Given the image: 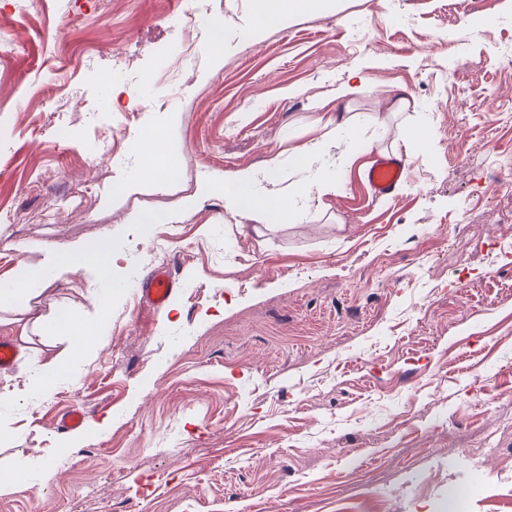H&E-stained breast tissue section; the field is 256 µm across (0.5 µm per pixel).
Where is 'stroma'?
I'll return each instance as SVG.
<instances>
[{
    "instance_id": "obj_1",
    "label": "stroma",
    "mask_w": 512,
    "mask_h": 512,
    "mask_svg": "<svg viewBox=\"0 0 512 512\" xmlns=\"http://www.w3.org/2000/svg\"><path fill=\"white\" fill-rule=\"evenodd\" d=\"M347 82L366 124L322 172L338 193L258 235L220 192L182 217L203 178L318 137ZM159 122L172 181L132 163ZM384 152L410 173L375 200ZM505 153L512 0H0V282L107 227L114 269L30 301L88 323L108 297L112 318L0 369V472L25 479L0 512H73L82 490L83 512H512ZM158 266L177 288L156 313L132 282ZM55 357L56 389L25 392Z\"/></svg>"
}]
</instances>
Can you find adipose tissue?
<instances>
[{
	"label": "adipose tissue",
	"instance_id": "obj_1",
	"mask_svg": "<svg viewBox=\"0 0 512 512\" xmlns=\"http://www.w3.org/2000/svg\"><path fill=\"white\" fill-rule=\"evenodd\" d=\"M350 118L343 112H330L326 115L322 134L315 140L294 148L289 156L274 154L267 158L262 169L245 168L225 174L223 184L211 180L200 182L197 195L205 197L216 187L224 189V206L232 214L248 217L264 224H280L294 214L296 200L310 194L327 196L337 193L339 186L329 180H301L290 185H282L281 175L284 166L302 171L316 163L332 162L343 166L352 159L351 152H337L336 132L348 127ZM53 267L64 274L74 267H92L99 275L111 278L112 264L103 250L89 247L85 242L70 243L63 251H48L42 261L28 263L21 276L0 283V307H8L28 297L36 283L46 282V267ZM110 320L109 307H101L92 326L76 329L75 321L68 312L61 311L42 320L34 319L32 330L44 338L67 336L72 345L84 344L89 338L105 335Z\"/></svg>",
	"mask_w": 512,
	"mask_h": 512
}]
</instances>
